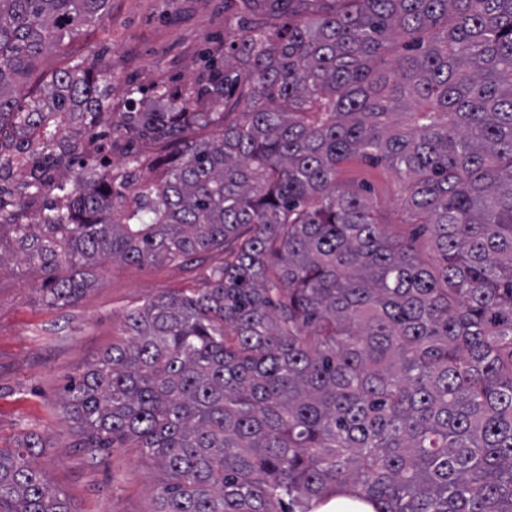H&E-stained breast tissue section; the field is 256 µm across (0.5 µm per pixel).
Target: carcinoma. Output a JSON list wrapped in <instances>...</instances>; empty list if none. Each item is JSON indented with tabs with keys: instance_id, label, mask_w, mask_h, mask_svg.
Here are the masks:
<instances>
[{
	"instance_id": "cac0c4a2",
	"label": "carcinoma",
	"mask_w": 512,
	"mask_h": 512,
	"mask_svg": "<svg viewBox=\"0 0 512 512\" xmlns=\"http://www.w3.org/2000/svg\"><path fill=\"white\" fill-rule=\"evenodd\" d=\"M241 2L193 82L116 109L96 44L21 100L111 0H0V265L64 307L97 260L224 254L65 388L80 447L155 459L158 512L350 487L375 512H512V0ZM355 158L398 176L425 251L340 181ZM41 447L0 448V512H71ZM72 56L64 57L55 50L45 52L37 62V70L24 87L28 100L38 98L43 84L49 82L51 77L63 68Z\"/></svg>"
}]
</instances>
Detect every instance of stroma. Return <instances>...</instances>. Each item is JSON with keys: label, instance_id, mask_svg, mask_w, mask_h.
<instances>
[{"label": "stroma", "instance_id": "35a3bbf8", "mask_svg": "<svg viewBox=\"0 0 512 512\" xmlns=\"http://www.w3.org/2000/svg\"><path fill=\"white\" fill-rule=\"evenodd\" d=\"M237 0H112L109 19L82 28L69 49L94 43L112 59V102L123 105L129 84L150 88L158 80L190 81L203 50L223 43ZM342 182L367 188L375 209L398 234V178L381 167L354 161ZM207 264L108 261L96 268V283L76 304L51 308L42 300L41 272L0 267V448L26 435L43 446L32 464L64 497L71 512H157L163 474L132 446L93 451L80 447L76 425L65 418L60 398L68 379L83 373L103 352L125 339L126 314L162 293L198 287Z\"/></svg>", "mask_w": 512, "mask_h": 512}]
</instances>
